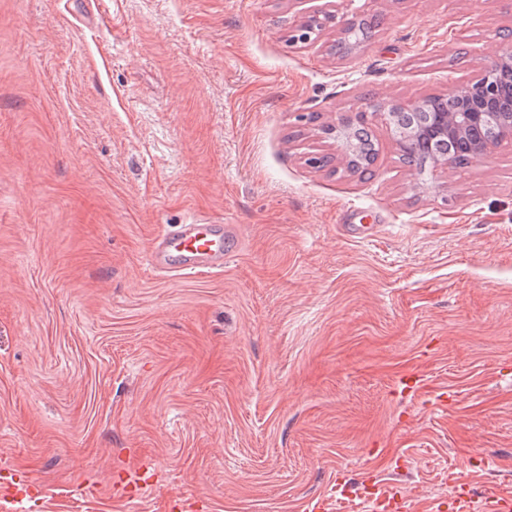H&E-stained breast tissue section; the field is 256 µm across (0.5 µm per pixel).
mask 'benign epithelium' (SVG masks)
Masks as SVG:
<instances>
[{"instance_id": "benign-epithelium-1", "label": "benign epithelium", "mask_w": 512, "mask_h": 512, "mask_svg": "<svg viewBox=\"0 0 512 512\" xmlns=\"http://www.w3.org/2000/svg\"><path fill=\"white\" fill-rule=\"evenodd\" d=\"M334 19L328 13H314L288 35L292 43H309L318 38L326 24ZM418 120L402 125L401 101L375 100L362 103L336 117V121L320 126V137L333 141L337 153L330 156L351 173H372L376 148L369 144L368 153L360 154V145L370 114H379L396 129L395 142L401 154L410 152L417 144H429L440 138L454 151L435 156L429 169L450 167L466 159L485 160L491 149L503 140L512 141V44L504 47L496 60L485 67L474 80L460 84L444 95L422 97L415 101Z\"/></svg>"}]
</instances>
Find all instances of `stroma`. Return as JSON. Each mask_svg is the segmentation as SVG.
Wrapping results in <instances>:
<instances>
[{"label":"stroma","mask_w":512,"mask_h":512,"mask_svg":"<svg viewBox=\"0 0 512 512\" xmlns=\"http://www.w3.org/2000/svg\"><path fill=\"white\" fill-rule=\"evenodd\" d=\"M510 32L512 0H0V512L512 493V142L420 189L373 115L374 176L307 163L315 123L448 92ZM196 218L240 250L152 272ZM333 19L334 15L328 13H314L312 15H308L297 28L289 32V41L291 43L303 44L315 41L320 32L326 27V24ZM299 34H304V37L299 39L297 37Z\"/></svg>","instance_id":"stroma-1"}]
</instances>
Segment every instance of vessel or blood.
<instances>
[{
  "mask_svg": "<svg viewBox=\"0 0 512 512\" xmlns=\"http://www.w3.org/2000/svg\"><path fill=\"white\" fill-rule=\"evenodd\" d=\"M238 247L229 224H172L155 236L147 254L149 265L162 272L189 277L206 269L223 268ZM474 504L468 492L456 499L457 512H471ZM482 512H512V498L487 495L478 504Z\"/></svg>",
  "mask_w": 512,
  "mask_h": 512,
  "instance_id": "vessel-or-blood-1",
  "label": "vessel or blood"
}]
</instances>
